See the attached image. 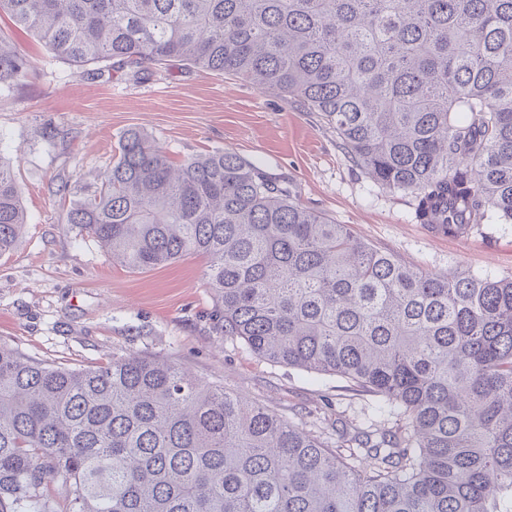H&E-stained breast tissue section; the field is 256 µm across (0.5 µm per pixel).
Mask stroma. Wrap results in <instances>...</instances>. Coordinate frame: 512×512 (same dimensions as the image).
I'll use <instances>...</instances> for the list:
<instances>
[{
    "mask_svg": "<svg viewBox=\"0 0 512 512\" xmlns=\"http://www.w3.org/2000/svg\"><path fill=\"white\" fill-rule=\"evenodd\" d=\"M0 36L30 62L0 88V161L13 165L29 217L19 245L0 256V344L64 367L162 357L335 448L347 446L336 432L340 421L351 431L398 428L397 418L377 415L370 396L344 379L313 381L225 336L204 258L134 272L67 224L60 186L94 190L131 128L153 136L177 162L218 147L234 152L304 205L427 272L512 276V224H484L459 238L432 233L415 220L410 195L373 185L335 132L290 101L176 59L144 76L132 67L92 76L53 57L4 14Z\"/></svg>",
    "mask_w": 512,
    "mask_h": 512,
    "instance_id": "obj_1",
    "label": "stroma"
}]
</instances>
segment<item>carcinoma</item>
<instances>
[{
  "label": "carcinoma",
  "mask_w": 512,
  "mask_h": 512,
  "mask_svg": "<svg viewBox=\"0 0 512 512\" xmlns=\"http://www.w3.org/2000/svg\"><path fill=\"white\" fill-rule=\"evenodd\" d=\"M54 57L188 65L315 112L448 237L512 224V0H0ZM29 61L0 40V86ZM28 216L0 162V255ZM67 223L132 271L188 255L224 335L335 375L395 431L344 455L168 360L0 345V512H512V277L425 273L222 148L128 131Z\"/></svg>",
  "instance_id": "obj_1"
}]
</instances>
